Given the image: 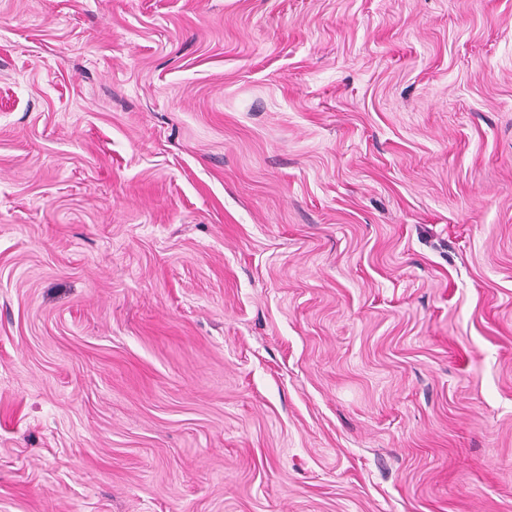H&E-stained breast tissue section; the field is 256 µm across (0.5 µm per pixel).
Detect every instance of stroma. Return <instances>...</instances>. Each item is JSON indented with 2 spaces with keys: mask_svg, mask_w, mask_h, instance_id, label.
<instances>
[{
  "mask_svg": "<svg viewBox=\"0 0 512 512\" xmlns=\"http://www.w3.org/2000/svg\"><path fill=\"white\" fill-rule=\"evenodd\" d=\"M0 512H512V0H0Z\"/></svg>",
  "mask_w": 512,
  "mask_h": 512,
  "instance_id": "1",
  "label": "stroma"
}]
</instances>
